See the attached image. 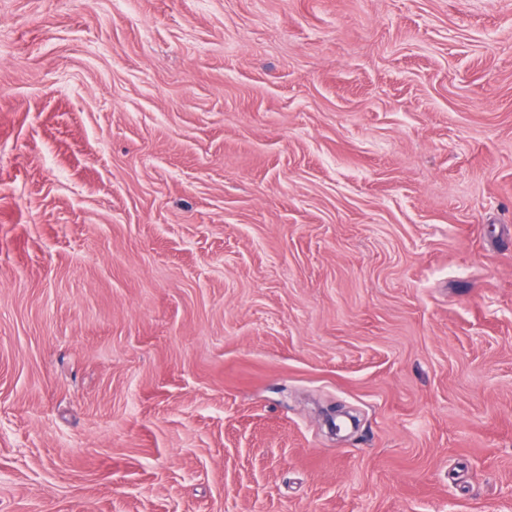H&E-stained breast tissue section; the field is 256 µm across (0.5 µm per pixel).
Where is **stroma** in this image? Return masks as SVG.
Segmentation results:
<instances>
[{
  "label": "stroma",
  "mask_w": 512,
  "mask_h": 512,
  "mask_svg": "<svg viewBox=\"0 0 512 512\" xmlns=\"http://www.w3.org/2000/svg\"><path fill=\"white\" fill-rule=\"evenodd\" d=\"M0 512H512V0H0Z\"/></svg>",
  "instance_id": "obj_1"
}]
</instances>
